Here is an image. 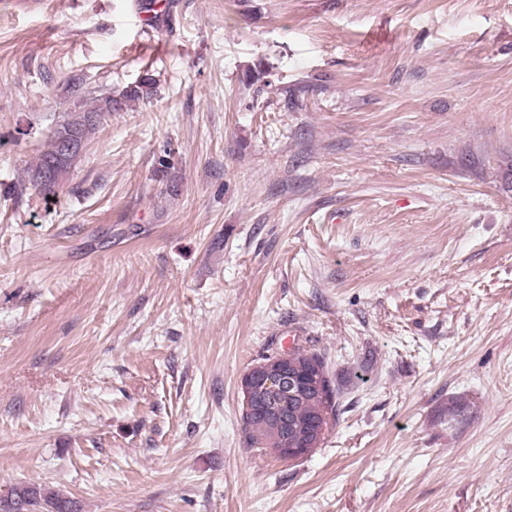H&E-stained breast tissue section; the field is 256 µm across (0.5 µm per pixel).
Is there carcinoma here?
<instances>
[{
  "label": "carcinoma",
  "mask_w": 512,
  "mask_h": 512,
  "mask_svg": "<svg viewBox=\"0 0 512 512\" xmlns=\"http://www.w3.org/2000/svg\"><path fill=\"white\" fill-rule=\"evenodd\" d=\"M156 79L151 74H145L135 84L122 91L120 99L107 96L94 108L70 113L60 127L75 134L86 142L90 138L101 117L114 109L118 101L134 102L152 94L155 90ZM77 158L62 153L60 140L52 135L47 147L43 150L36 164L31 168L29 184L44 195L51 194L61 185ZM309 369L316 377V383L323 390H309L295 397L288 398L284 408V417L288 420V440L301 442L309 439V432L319 424L329 425L336 420L337 403L331 401L337 391L330 386L327 376V364L318 354L306 350H296L295 357L288 360V373H296L297 369ZM267 403L257 404L244 429L248 434L250 445L262 443L267 435ZM331 420H326V417ZM0 512H81L77 502L58 492L46 489L40 485H17L11 493L0 499Z\"/></svg>",
  "instance_id": "carcinoma-1"
}]
</instances>
